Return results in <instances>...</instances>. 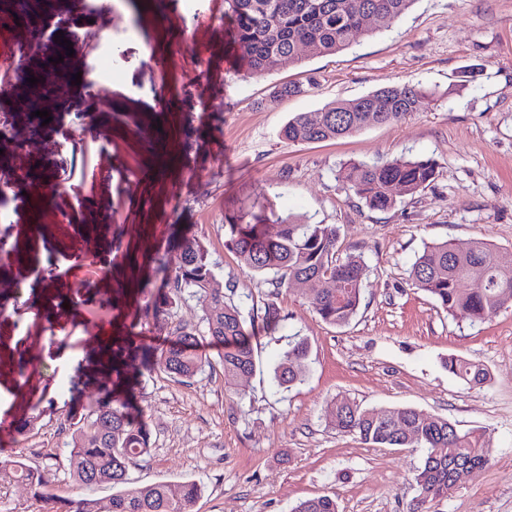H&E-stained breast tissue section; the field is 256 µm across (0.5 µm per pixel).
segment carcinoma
<instances>
[{"mask_svg":"<svg viewBox=\"0 0 512 512\" xmlns=\"http://www.w3.org/2000/svg\"><path fill=\"white\" fill-rule=\"evenodd\" d=\"M233 43L246 52L243 76L271 67L290 68L302 63L297 44L303 43L316 56L332 55L361 41L365 20L373 15L389 27L414 0H225ZM431 93L421 84H391L352 100L327 104L317 112H301L283 127L281 136L291 143H319L355 134L362 129L397 122L417 111ZM435 175L430 159L401 156L382 164L349 163L340 176L367 207L387 211L396 204L391 185L412 195L425 188ZM273 237L246 233L228 225L229 244L245 269L273 275L275 288H289L299 282H313L317 295L316 312L332 325L348 323L360 304L367 266L358 255L336 259L338 232L334 224H305L291 217L279 220ZM412 284L428 293L454 319L471 324L482 322L512 306V252H503L484 239L471 242L458 252L443 242L427 245L413 263ZM170 290L157 306L167 305L188 291L203 297L206 308L204 333L224 345V384L232 388L248 379L256 367L254 349L245 321L228 292L213 273L204 247L188 242L181 263L166 275ZM282 320L274 302L264 304L261 322L269 327ZM174 339L157 353L156 364L178 378L190 379L210 364L199 351L200 334L175 327ZM309 345L296 337L277 367L280 379L288 384L300 381L306 370ZM448 371L480 383L487 373L462 358L450 357ZM329 424L341 433L358 436L366 443L384 448H421L422 464L413 479L419 489L417 502L409 512H427L425 505L446 498L465 482L468 472L482 468L485 432H460L447 419L413 407H364L343 398L327 407ZM71 429L69 474L80 493L59 498L50 490V481L41 471L20 459L0 461V481L27 483L32 498L41 503V512H194L200 487L193 480L177 487L166 482L132 486L130 462L148 453L150 432L145 423L130 418L124 405L102 396L88 408L67 415ZM109 485L112 496L95 498L86 491ZM293 512H338L336 499L320 496L299 502Z\"/></svg>","mask_w":512,"mask_h":512,"instance_id":"obj_1","label":"carcinoma"}]
</instances>
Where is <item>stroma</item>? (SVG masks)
Instances as JSON below:
<instances>
[{"label": "stroma", "instance_id": "obj_1", "mask_svg": "<svg viewBox=\"0 0 512 512\" xmlns=\"http://www.w3.org/2000/svg\"><path fill=\"white\" fill-rule=\"evenodd\" d=\"M128 0L138 24L122 55L125 77L109 109L94 89L52 106L42 139V171L59 185L53 207L34 213L23 172L8 191L12 219L0 229V422L35 410L25 435L0 437V460L22 457L48 472L52 491L72 495L68 410L94 403L102 386L142 415L150 451L129 467L134 484L198 482L196 512H292L301 500L330 495L339 512H408L418 495V448H383L337 432L327 402L413 407L459 431L484 430L485 467L429 512H512V307L472 325L453 319L415 288L409 270L425 244L491 241L512 252V0H415L391 27L367 22L358 43L295 68L240 75L244 51L224 24V0H204L200 19L181 0ZM96 11L73 5L46 13L48 37L64 32L82 46L74 67L93 60ZM164 63L152 68L148 55ZM0 78V116L24 137L33 104L20 95L26 68ZM476 68L471 82L461 73ZM297 81L307 93L275 95ZM420 83L434 100L400 122L320 143L291 144L279 132L299 112H314L389 84ZM159 131L173 159L160 166L148 140ZM436 163L435 178L414 195L397 194L374 211L339 177L349 162L399 156ZM294 215L338 229L336 256L362 254L368 266L356 316L324 322L315 293L275 292L266 273L244 269L227 245L234 222L271 237ZM208 253L216 278L233 286L243 316L274 301L275 329L256 326V370L224 386L222 347L206 345L210 366L181 382L151 365L175 326L202 328L204 299L183 296L156 313L164 270L176 267L185 240ZM105 322H94L98 307ZM123 346L122 375L101 359L102 333ZM310 343L303 381L274 373L294 337ZM485 369L483 384L450 373L449 357ZM69 388H62L63 379Z\"/></svg>", "mask_w": 512, "mask_h": 512}]
</instances>
